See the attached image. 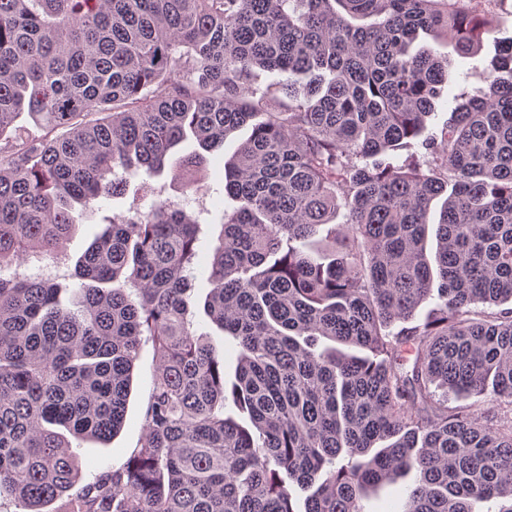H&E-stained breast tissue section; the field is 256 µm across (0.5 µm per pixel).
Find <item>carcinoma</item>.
I'll return each mask as SVG.
<instances>
[{
    "label": "carcinoma",
    "mask_w": 512,
    "mask_h": 512,
    "mask_svg": "<svg viewBox=\"0 0 512 512\" xmlns=\"http://www.w3.org/2000/svg\"><path fill=\"white\" fill-rule=\"evenodd\" d=\"M421 31L474 56L492 27L463 0H0V498L297 512L295 485L304 512H365L411 476L402 512H512V44L460 101L448 60L411 52ZM441 103L427 160L402 156ZM247 125L203 305L230 338L228 385L192 331L201 224L149 180L191 135L201 151L172 182L196 194L205 153ZM133 168L154 200L107 219L77 309L3 274ZM128 269L134 298L114 286ZM144 338L158 365L139 447L76 491L67 435L112 440Z\"/></svg>",
    "instance_id": "carcinoma-1"
}]
</instances>
